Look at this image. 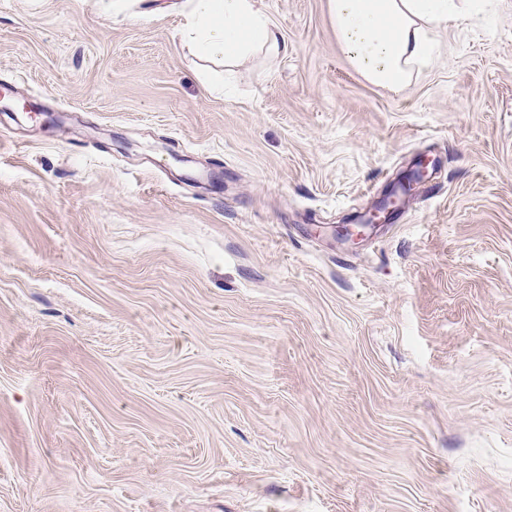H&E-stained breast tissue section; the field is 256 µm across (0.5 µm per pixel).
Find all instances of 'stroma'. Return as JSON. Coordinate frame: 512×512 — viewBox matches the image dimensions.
<instances>
[{
    "label": "stroma",
    "mask_w": 512,
    "mask_h": 512,
    "mask_svg": "<svg viewBox=\"0 0 512 512\" xmlns=\"http://www.w3.org/2000/svg\"><path fill=\"white\" fill-rule=\"evenodd\" d=\"M491 2L392 91L329 0H264L287 53L210 91L185 0H0V512H512ZM435 164V161L430 158L419 156L411 170L400 176L396 182L390 184L379 200L365 210L358 224H348L347 218H343L340 223L336 224L338 238L355 243V241L361 239L364 232L355 230L351 226L363 228L388 223L394 212L403 206L412 195L414 186L428 177L429 166L433 168Z\"/></svg>",
    "instance_id": "obj_1"
}]
</instances>
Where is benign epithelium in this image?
<instances>
[{"label": "benign epithelium", "mask_w": 512, "mask_h": 512, "mask_svg": "<svg viewBox=\"0 0 512 512\" xmlns=\"http://www.w3.org/2000/svg\"><path fill=\"white\" fill-rule=\"evenodd\" d=\"M433 166H435V161L426 156L418 157L411 170L390 184L379 200L365 210L358 222V229H353L345 218L336 224L338 238L347 242H355L364 235L361 228L388 223L394 212L403 206L412 195L414 186L428 177L429 168Z\"/></svg>", "instance_id": "1"}]
</instances>
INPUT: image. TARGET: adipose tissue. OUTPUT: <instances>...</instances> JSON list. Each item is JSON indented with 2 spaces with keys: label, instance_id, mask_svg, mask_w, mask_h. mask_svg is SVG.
Instances as JSON below:
<instances>
[{
  "label": "adipose tissue",
  "instance_id": "ef3b65f1",
  "mask_svg": "<svg viewBox=\"0 0 512 512\" xmlns=\"http://www.w3.org/2000/svg\"><path fill=\"white\" fill-rule=\"evenodd\" d=\"M484 0H330L336 33L370 83L408 87L437 60L435 32L481 10ZM183 35L195 55L233 66L245 56H271L286 43L263 0H188Z\"/></svg>",
  "mask_w": 512,
  "mask_h": 512
}]
</instances>
